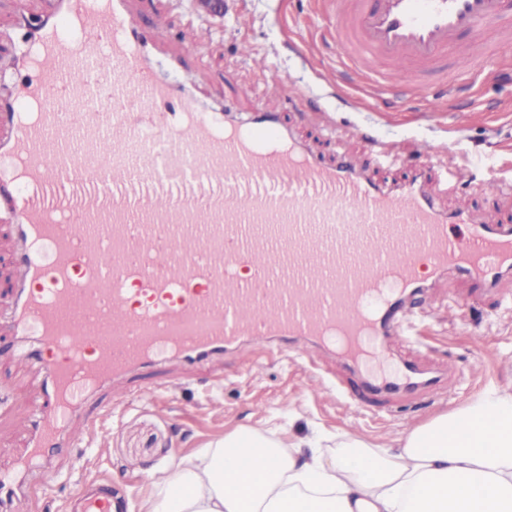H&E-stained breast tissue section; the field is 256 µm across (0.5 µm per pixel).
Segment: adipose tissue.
Here are the masks:
<instances>
[{
  "label": "adipose tissue",
  "mask_w": 512,
  "mask_h": 512,
  "mask_svg": "<svg viewBox=\"0 0 512 512\" xmlns=\"http://www.w3.org/2000/svg\"><path fill=\"white\" fill-rule=\"evenodd\" d=\"M149 486L140 512H512V394L485 390L393 448L241 429Z\"/></svg>",
  "instance_id": "obj_1"
}]
</instances>
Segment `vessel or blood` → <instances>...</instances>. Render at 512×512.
<instances>
[{
	"instance_id": "obj_1",
	"label": "vessel or blood",
	"mask_w": 512,
	"mask_h": 512,
	"mask_svg": "<svg viewBox=\"0 0 512 512\" xmlns=\"http://www.w3.org/2000/svg\"><path fill=\"white\" fill-rule=\"evenodd\" d=\"M336 45L371 80L414 86L486 21L512 42L505 0H333ZM76 38H67V31ZM169 39L128 0H58L17 64L0 113V209L17 291L8 330L33 339L43 393L32 443L0 473L6 512L30 471L77 446L101 389L166 360L189 371L244 342L338 349L374 373L403 333L407 297L448 276L495 287L512 226L448 212L419 178L384 185L328 160L277 115L205 107L157 70ZM479 71L487 43L469 45ZM199 180L208 189L188 197Z\"/></svg>"
}]
</instances>
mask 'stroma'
Instances as JSON below:
<instances>
[{
    "label": "stroma",
    "mask_w": 512,
    "mask_h": 512,
    "mask_svg": "<svg viewBox=\"0 0 512 512\" xmlns=\"http://www.w3.org/2000/svg\"><path fill=\"white\" fill-rule=\"evenodd\" d=\"M131 6L144 25L168 30L158 53L161 70L196 87L206 105L245 111L263 103L327 159L367 154L375 141L396 145L399 162L371 167L378 181L412 178L417 149L447 143L466 177L442 197V207L494 210L512 224V195L489 183L493 175L512 181V45L451 90L423 76L413 94L372 88L342 65L331 0H224L220 17L202 0H131ZM192 23L210 27L212 36L185 66L173 67L169 57L181 51ZM26 33L15 0H0V64L15 61ZM243 43L251 45V58L239 54ZM408 304L416 314L411 338L389 342L396 360L420 369L415 389L371 380L338 356L316 370L292 350L250 349L191 374L151 366L137 379L143 393L113 403L108 416L99 417L98 403L85 405L96 425L86 429L83 449H60L53 471L32 477L29 497L16 501L13 512H69L70 500L101 483L120 495L124 512H139L149 474L166 472L174 457L243 426L286 420L301 437L351 433L387 447L487 388L512 394V276L493 289L440 282ZM16 346L15 337L0 335V470L11 469L30 444L23 420L39 391L35 376L13 367ZM336 378L340 392L325 390V381Z\"/></svg>",
    "instance_id": "obj_1"
}]
</instances>
